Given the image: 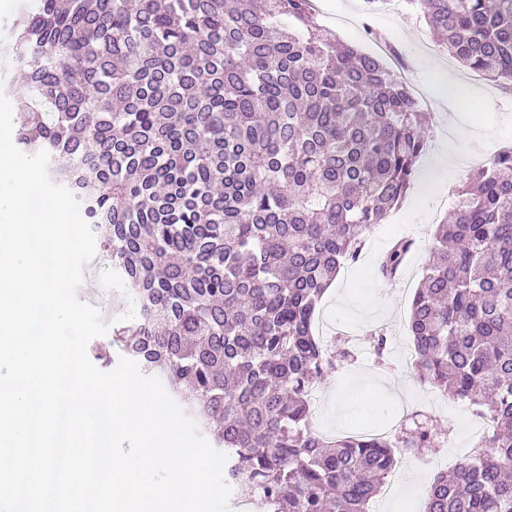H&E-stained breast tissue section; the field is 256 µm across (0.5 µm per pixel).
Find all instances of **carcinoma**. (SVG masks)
I'll return each mask as SVG.
<instances>
[{"instance_id": "obj_1", "label": "carcinoma", "mask_w": 512, "mask_h": 512, "mask_svg": "<svg viewBox=\"0 0 512 512\" xmlns=\"http://www.w3.org/2000/svg\"><path fill=\"white\" fill-rule=\"evenodd\" d=\"M439 46L512 83V0H409ZM16 143L49 154L133 286L112 343L227 455L264 512H369L396 455L448 433L326 439L309 393L354 360L314 334L321 300L405 199L431 120L313 0H39L12 23ZM411 239L379 275L399 276ZM423 385L490 425L423 512H512V146L473 170L433 235L409 314Z\"/></svg>"}]
</instances>
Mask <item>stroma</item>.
<instances>
[{
	"label": "stroma",
	"mask_w": 512,
	"mask_h": 512,
	"mask_svg": "<svg viewBox=\"0 0 512 512\" xmlns=\"http://www.w3.org/2000/svg\"><path fill=\"white\" fill-rule=\"evenodd\" d=\"M34 0H0V69L8 71L11 81L4 91L9 101H17L25 85L13 70L9 25L21 12L33 7ZM317 21L332 36L355 45L401 71L403 78L425 96L433 122L425 131L429 148L420 158L412 186L404 202L391 212L367 238L360 260L344 267L325 293L320 316L337 319L340 325L356 329L361 339L353 347L355 359L320 387V399L312 405V423L330 437L353 430L371 431L389 425L398 399L429 412L434 424L448 430L452 443L443 459L400 458L398 474L413 477V487L393 498H376L373 512H403V502H411L410 512H422L423 491L440 470L452 469L475 437L469 406L451 395L421 385L414 373L405 372L402 345L410 341L408 317L413 297L401 288L402 280L412 286L422 279L428 261L436 224L448 214V205L439 201L462 186L473 168L489 163L490 150L496 143L512 145V95L497 93L495 85L481 74L465 68L438 47L424 22L404 16L384 14L369 9L364 0H327L318 10ZM465 86L471 98L459 123L468 126L466 135H456L441 112L439 96L449 80ZM493 93L494 107L486 109L485 93ZM465 159L466 164L448 172H436L435 162L443 151ZM439 173L443 184L439 194L423 196L421 186L432 173ZM407 236L416 242L395 281L377 278L375 268L393 238ZM92 270L86 271L78 298L98 306L105 321L118 324L132 315V294L118 273L103 256H95ZM384 332L390 341L385 360H377L370 343L371 333ZM360 384L363 401L359 404L343 398L350 384Z\"/></svg>",
	"instance_id": "obj_1"
}]
</instances>
